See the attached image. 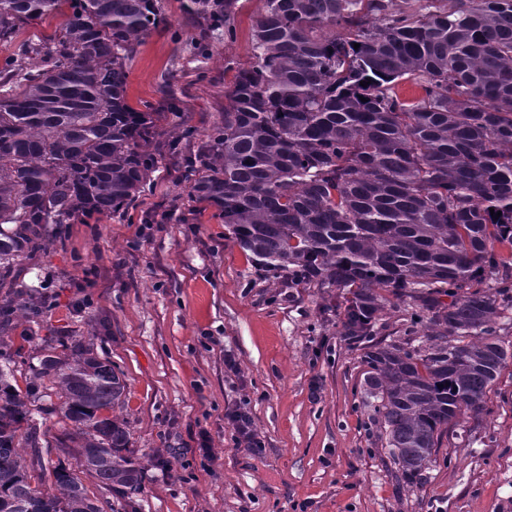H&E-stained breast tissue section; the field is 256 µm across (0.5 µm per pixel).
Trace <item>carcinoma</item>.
I'll use <instances>...</instances> for the list:
<instances>
[{"label": "carcinoma", "mask_w": 512, "mask_h": 512, "mask_svg": "<svg viewBox=\"0 0 512 512\" xmlns=\"http://www.w3.org/2000/svg\"><path fill=\"white\" fill-rule=\"evenodd\" d=\"M62 2L0 0V42ZM236 3L224 0L227 39ZM70 9L52 39L0 68L6 325L45 312L14 284L20 259L47 249L46 225L121 210L156 169L138 142L150 114L128 105L124 64L160 23L156 0ZM252 56L224 92L192 193L286 286L337 289L325 310L366 345L365 394L417 484L448 424L483 410L512 358L497 338L512 287L487 285L512 265L498 250L512 248V0H265ZM401 81L421 94L400 97ZM392 298L412 301L426 349L374 340ZM58 340L40 337L44 355L21 388L13 337L0 336V512H102L72 468L44 461L35 415L53 395L72 426L57 447L137 512L144 466L117 415L126 383L90 339L70 337L60 355Z\"/></svg>", "instance_id": "obj_1"}]
</instances>
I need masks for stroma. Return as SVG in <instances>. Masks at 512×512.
Masks as SVG:
<instances>
[{"label": "stroma", "instance_id": "stroma-1", "mask_svg": "<svg viewBox=\"0 0 512 512\" xmlns=\"http://www.w3.org/2000/svg\"><path fill=\"white\" fill-rule=\"evenodd\" d=\"M191 4L158 0L163 25L127 52L126 100L152 115L153 185L117 213L47 225L49 249L16 281L56 299L38 335L90 337L122 372L144 466L139 512H512V359L481 413L451 423L421 484H409L371 423L363 349L323 309L328 289L286 287L226 237L216 206L192 196V163L251 62L264 0H237L230 40ZM61 21L23 25L0 43V66ZM387 309L378 341L420 345L408 301ZM228 352L237 373L225 370ZM234 408L262 448L236 447Z\"/></svg>", "mask_w": 512, "mask_h": 512}]
</instances>
